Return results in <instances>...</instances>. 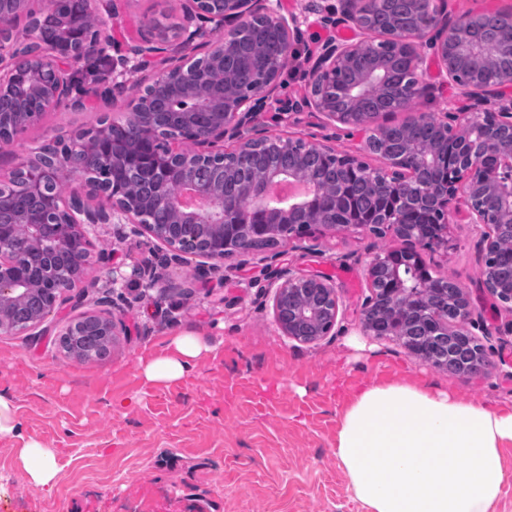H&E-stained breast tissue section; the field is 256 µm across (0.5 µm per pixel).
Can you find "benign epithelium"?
Instances as JSON below:
<instances>
[{"mask_svg":"<svg viewBox=\"0 0 512 512\" xmlns=\"http://www.w3.org/2000/svg\"><path fill=\"white\" fill-rule=\"evenodd\" d=\"M111 0H71L69 23L58 38L47 33L58 8L49 0L34 12L30 0H0V139L12 140L46 112L74 104L76 68L91 59L110 63L113 87L123 91L138 69L154 68L151 83L130 99L129 112L120 119H103L98 127L73 132L64 140L66 154L46 159L39 148L19 162L7 179L0 178V333L26 331L41 325L62 303L63 294L84 280L92 260V242L86 228L97 224H130L166 249L165 261L180 262L194 254L218 268L224 265V243L234 240L237 254L253 253L250 241L272 237L280 248L311 233H334L336 212H321L316 198H336L347 170L362 164L359 154L338 157L333 173L315 180L307 176L301 158L286 169L272 170L262 180L241 182V194L228 200L224 181L230 171L209 160L224 154V142L250 153L269 136L259 122V108L274 100L284 62H266L255 77L251 92L240 94L236 83L219 87L191 62L188 50L207 48L214 69L244 48L249 24L261 19L277 28L292 43L302 34L299 15L283 0H182L183 14L176 43L143 46L128 41L125 53L113 57L118 41L110 31L112 11L102 13ZM411 21L394 25L381 38L391 42L393 54L380 53L370 67L355 73L347 84L336 73L353 68L358 50L373 43L369 18L387 0H336L325 6L326 21L342 31L324 40L310 56V81L296 107L321 115L326 124H341L361 143L379 137L390 126L388 112H363L359 101L369 93L387 91L386 73L393 56L405 53L410 61L411 84L396 92L400 100L435 98L443 88L460 90L459 98L437 112H413L396 123L403 131L421 116L430 119L434 142L415 145L404 140L402 152L381 159L371 168L369 187L383 195L397 190L395 209L382 210L370 220H352L344 228L373 232L387 227L407 242V249L392 261L375 254L365 269L371 290L363 304L361 327L376 339H406L419 334L427 342L413 344L410 352L420 361L462 373L481 374L490 366L467 325L474 308L463 287L445 290L456 321L434 311L426 294L413 305L401 302L409 278L423 266L420 251L448 248V224L457 217L486 228L480 259V283L512 312V277L504 283L495 267L505 228L512 230V189L504 187L502 170L483 163L493 146L512 158V83L501 80L496 59L486 55L483 43L468 39V32L487 11L468 9L448 15L446 0H406ZM28 36H16L21 20ZM169 100L188 98L193 107L182 111L156 109L154 96ZM454 141L458 171L454 180L432 187L420 179L440 149ZM147 173L149 191L131 192L124 180L128 171ZM69 175L63 194L47 188ZM294 183L306 192L286 204L276 201L278 189ZM426 211L431 223L402 224L397 211ZM274 320L283 335L314 343L328 335L339 313L336 284L321 275L272 277ZM87 324L110 346L129 327L107 312L71 319L60 336H74Z\"/></svg>","mask_w":512,"mask_h":512,"instance_id":"1","label":"benign epithelium"}]
</instances>
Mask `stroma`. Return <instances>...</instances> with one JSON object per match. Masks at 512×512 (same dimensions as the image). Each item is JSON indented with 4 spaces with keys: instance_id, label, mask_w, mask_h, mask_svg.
<instances>
[{
    "instance_id": "35a3bbf8",
    "label": "stroma",
    "mask_w": 512,
    "mask_h": 512,
    "mask_svg": "<svg viewBox=\"0 0 512 512\" xmlns=\"http://www.w3.org/2000/svg\"><path fill=\"white\" fill-rule=\"evenodd\" d=\"M122 19L118 40L155 42L149 20L179 21L181 0H114ZM331 0H285L302 19V35L281 79L279 101L265 105L261 122L270 135L292 133L336 151L354 150L344 126L323 125L319 115L292 111L309 83L308 58L332 35L319 10ZM109 96L83 105L87 87ZM105 61L82 64L74 75L76 108L44 113L0 147V175L21 156L69 131L92 129L104 115L121 117L129 94L111 95ZM288 111V122L279 114ZM484 228L453 224L450 247L423 252L432 276L463 286L475 309L471 333L487 352L488 373L468 375L420 362L400 344L378 341L361 328L369 294L365 268L372 253L404 250L394 234L376 237L350 229L315 235L281 252L226 258L218 271L168 264L151 238L111 225L89 231L93 263L86 271L119 268L114 291L76 287L57 314L38 328L0 334V391L18 409L21 435L0 439V512H365L347 491L333 454L338 417L360 387L421 380L466 400L512 408V312L480 284L479 247ZM150 267L163 288L144 290L135 277ZM333 279L339 297L336 325L322 341L288 339L274 322L268 290L278 273ZM107 311L129 335L110 355L79 361L65 354L58 332L71 318ZM192 331L221 342L182 379L154 386L140 361L170 336ZM133 407H122L124 399ZM34 440L52 448L58 474L53 490L34 484L19 451Z\"/></svg>"
}]
</instances>
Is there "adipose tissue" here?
Returning <instances> with one entry per match:
<instances>
[{
	"label": "adipose tissue",
	"instance_id": "obj_1",
	"mask_svg": "<svg viewBox=\"0 0 512 512\" xmlns=\"http://www.w3.org/2000/svg\"><path fill=\"white\" fill-rule=\"evenodd\" d=\"M218 344L191 332L171 337L141 363L144 378H182ZM512 409L461 400L422 382L362 387L342 411L335 455L366 512H494L512 469ZM30 480L52 489V449L28 442Z\"/></svg>",
	"mask_w": 512,
	"mask_h": 512
}]
</instances>
